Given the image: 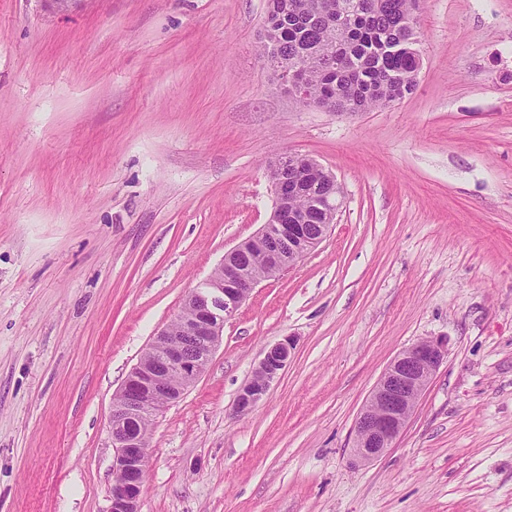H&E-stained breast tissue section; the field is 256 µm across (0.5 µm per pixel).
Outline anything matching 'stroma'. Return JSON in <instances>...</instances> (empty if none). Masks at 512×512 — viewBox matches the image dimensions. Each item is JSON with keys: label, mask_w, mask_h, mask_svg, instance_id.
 <instances>
[{"label": "stroma", "mask_w": 512, "mask_h": 512, "mask_svg": "<svg viewBox=\"0 0 512 512\" xmlns=\"http://www.w3.org/2000/svg\"><path fill=\"white\" fill-rule=\"evenodd\" d=\"M266 9L0 0V512H107L113 399L268 222L283 154L335 176L336 222L157 418L141 512H512V0H422L415 89L367 112L284 89ZM426 338L445 361L394 447L356 463L367 398ZM294 341L288 337L270 346L254 370L251 380L242 387L237 398L240 413L250 411L267 394L271 384L286 368Z\"/></svg>", "instance_id": "35a3bbf8"}]
</instances>
